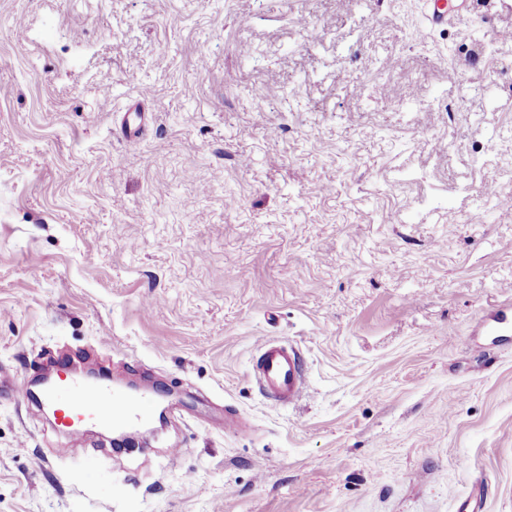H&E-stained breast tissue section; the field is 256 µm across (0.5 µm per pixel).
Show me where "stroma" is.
Wrapping results in <instances>:
<instances>
[{"instance_id":"35a3bbf8","label":"stroma","mask_w":512,"mask_h":512,"mask_svg":"<svg viewBox=\"0 0 512 512\" xmlns=\"http://www.w3.org/2000/svg\"><path fill=\"white\" fill-rule=\"evenodd\" d=\"M447 2L0 0V376L171 391L62 459L0 397V512H512V0ZM254 365L257 378L266 396L279 402L296 399L304 387L296 351L287 344L263 341Z\"/></svg>"}]
</instances>
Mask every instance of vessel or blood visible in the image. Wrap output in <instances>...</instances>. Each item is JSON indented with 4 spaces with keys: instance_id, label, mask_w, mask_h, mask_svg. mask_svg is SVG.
<instances>
[{
    "instance_id": "obj_1",
    "label": "vessel or blood",
    "mask_w": 512,
    "mask_h": 512,
    "mask_svg": "<svg viewBox=\"0 0 512 512\" xmlns=\"http://www.w3.org/2000/svg\"><path fill=\"white\" fill-rule=\"evenodd\" d=\"M255 376L266 396L279 402L296 399L304 387L296 352L287 344L265 341L259 347ZM42 399L52 407L56 428L67 437L68 446L82 443L86 424L104 428L146 421L145 396L116 391L104 379L85 380L60 368Z\"/></svg>"
}]
</instances>
